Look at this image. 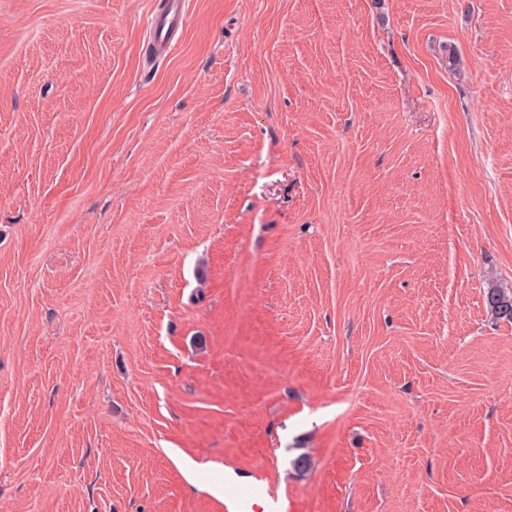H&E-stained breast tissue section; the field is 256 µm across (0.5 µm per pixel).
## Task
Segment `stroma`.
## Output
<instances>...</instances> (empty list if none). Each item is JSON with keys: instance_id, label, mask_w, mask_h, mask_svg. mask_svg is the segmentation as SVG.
Instances as JSON below:
<instances>
[{"instance_id": "stroma-1", "label": "stroma", "mask_w": 512, "mask_h": 512, "mask_svg": "<svg viewBox=\"0 0 512 512\" xmlns=\"http://www.w3.org/2000/svg\"><path fill=\"white\" fill-rule=\"evenodd\" d=\"M151 9L0 0V512H512V0ZM184 23V0H163L159 9L152 10L148 22L149 56L161 58L170 55L178 44V32ZM486 305L498 320L512 322V295L499 288H489L486 292ZM265 492L266 490L260 485L251 486L241 490L236 499L231 501L234 504L233 512L257 511L256 508L258 505L255 501L260 498H264Z\"/></svg>"}]
</instances>
